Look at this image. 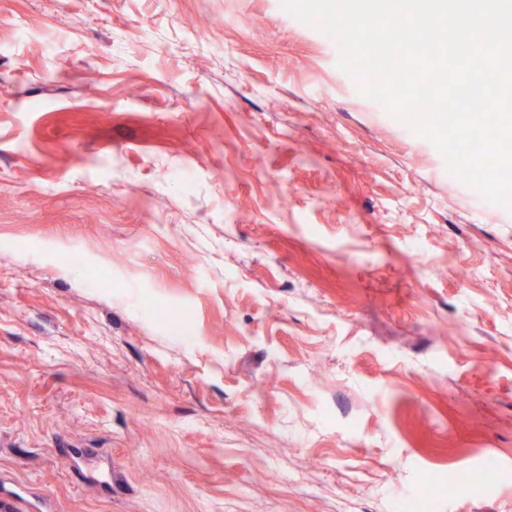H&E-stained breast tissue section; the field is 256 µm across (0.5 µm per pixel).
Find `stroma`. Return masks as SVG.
<instances>
[{"label": "stroma", "instance_id": "stroma-1", "mask_svg": "<svg viewBox=\"0 0 512 512\" xmlns=\"http://www.w3.org/2000/svg\"><path fill=\"white\" fill-rule=\"evenodd\" d=\"M339 58L280 0H0V479L42 512H512V211Z\"/></svg>", "mask_w": 512, "mask_h": 512}]
</instances>
